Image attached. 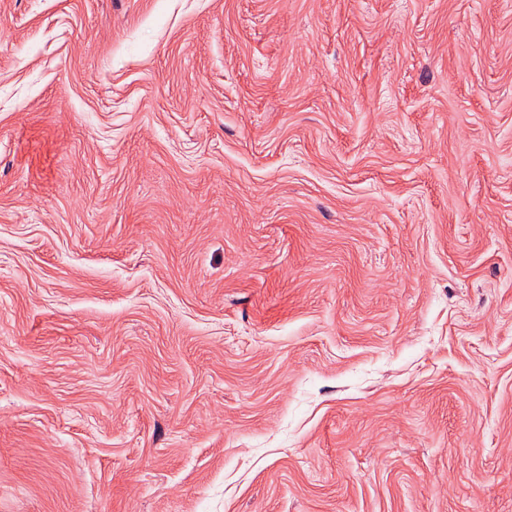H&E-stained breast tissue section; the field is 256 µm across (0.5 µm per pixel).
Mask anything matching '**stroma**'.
<instances>
[{"label":"stroma","mask_w":512,"mask_h":512,"mask_svg":"<svg viewBox=\"0 0 512 512\" xmlns=\"http://www.w3.org/2000/svg\"><path fill=\"white\" fill-rule=\"evenodd\" d=\"M0 512H512V0H0Z\"/></svg>","instance_id":"obj_1"}]
</instances>
